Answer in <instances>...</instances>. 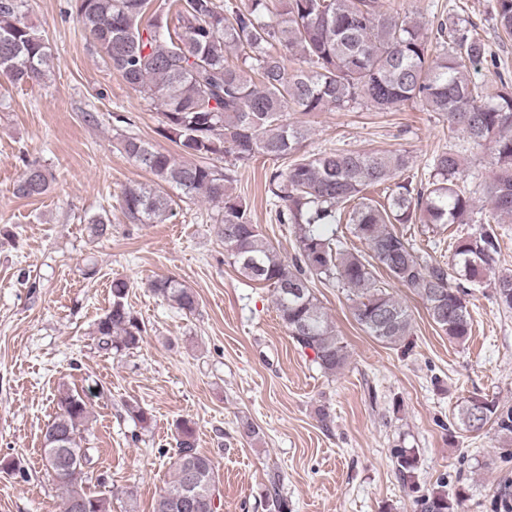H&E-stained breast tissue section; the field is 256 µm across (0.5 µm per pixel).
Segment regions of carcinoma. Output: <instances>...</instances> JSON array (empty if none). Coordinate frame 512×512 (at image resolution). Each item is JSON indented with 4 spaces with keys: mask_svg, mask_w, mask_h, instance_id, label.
I'll return each instance as SVG.
<instances>
[{
    "mask_svg": "<svg viewBox=\"0 0 512 512\" xmlns=\"http://www.w3.org/2000/svg\"><path fill=\"white\" fill-rule=\"evenodd\" d=\"M76 0L81 31L98 45L112 71L160 110L162 133L180 153L157 149L134 136L122 139L127 157L149 172V183L126 186L120 205L133 224H163L176 216L177 200L203 198L219 207L214 218L224 251L240 274L272 288L278 316L300 348L326 376L348 365L347 346L315 296L312 283L337 282L352 294V314L376 340L397 345L411 333V317L383 291L372 271L375 260L399 284L416 294L448 340L461 344L472 332L468 288L483 284L499 262L502 221L512 219V80L498 76L493 90L478 93L470 70L486 60V45L473 25L460 19L430 32L380 0H278L276 19L268 0ZM22 0H0V76L13 85L39 84L53 56L48 41L20 14ZM497 28L512 35V0H495ZM234 51L240 62L228 61ZM301 66L288 68V59ZM367 103L380 111L417 103L448 122L486 154L483 183L490 205L477 233L452 245L451 265L424 259L394 224H464L475 201L466 188L461 155L436 154L427 182L415 184L412 162L401 151L328 149L301 152L309 129L288 121L302 115L344 110ZM230 158L219 168L213 159ZM257 157L284 164L273 171L267 192L276 219L298 230L295 253L285 260L252 223L244 199L229 193L238 169ZM52 172L28 162L13 187L19 198L45 195ZM394 183L385 203L365 196L370 187ZM346 221L370 250V258L345 249L322 229ZM497 272V271H495ZM501 310L512 312V270L490 282ZM154 295L185 313L198 305L196 293L174 278L150 281ZM128 284L112 281V303L95 323L104 349L139 347L144 329L129 308ZM89 419L85 399L59 392L57 412L44 433L43 459L62 489L63 512H107L105 499L78 486L91 463L81 446ZM455 419L467 432L489 425L512 440V407L494 398L470 396L456 405ZM173 480L154 512H180L172 494L195 483L198 494L219 491L217 466L195 448V423L177 424ZM402 480L413 481L416 455L395 451ZM438 488L416 500L418 512H458L461 494Z\"/></svg>",
    "mask_w": 512,
    "mask_h": 512,
    "instance_id": "cac0c4a2",
    "label": "carcinoma"
}]
</instances>
